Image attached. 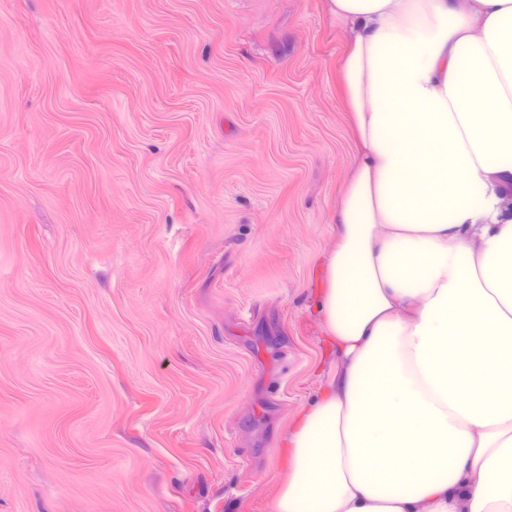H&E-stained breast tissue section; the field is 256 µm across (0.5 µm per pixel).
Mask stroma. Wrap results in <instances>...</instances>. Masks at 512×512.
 Instances as JSON below:
<instances>
[{
	"label": "stroma",
	"instance_id": "obj_1",
	"mask_svg": "<svg viewBox=\"0 0 512 512\" xmlns=\"http://www.w3.org/2000/svg\"><path fill=\"white\" fill-rule=\"evenodd\" d=\"M326 0H0V512H269L341 369Z\"/></svg>",
	"mask_w": 512,
	"mask_h": 512
}]
</instances>
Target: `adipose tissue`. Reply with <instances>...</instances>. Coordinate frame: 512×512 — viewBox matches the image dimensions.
<instances>
[{"mask_svg": "<svg viewBox=\"0 0 512 512\" xmlns=\"http://www.w3.org/2000/svg\"><path fill=\"white\" fill-rule=\"evenodd\" d=\"M357 145L321 270L337 381L270 512H512V0H327Z\"/></svg>", "mask_w": 512, "mask_h": 512, "instance_id": "obj_1", "label": "adipose tissue"}]
</instances>
